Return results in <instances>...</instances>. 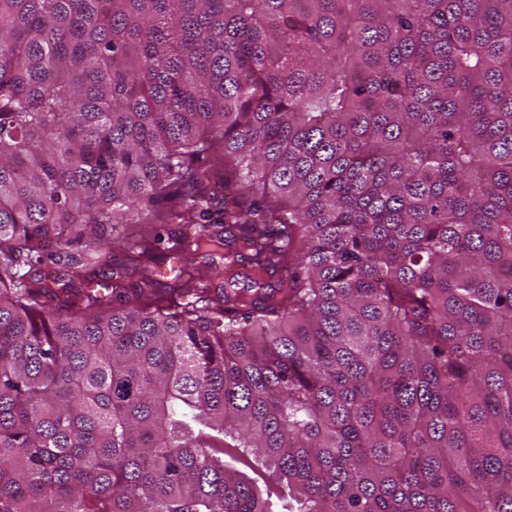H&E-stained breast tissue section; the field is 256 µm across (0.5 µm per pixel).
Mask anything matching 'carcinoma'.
Wrapping results in <instances>:
<instances>
[{
	"mask_svg": "<svg viewBox=\"0 0 512 512\" xmlns=\"http://www.w3.org/2000/svg\"><path fill=\"white\" fill-rule=\"evenodd\" d=\"M276 503L512 512V0H0V512Z\"/></svg>",
	"mask_w": 512,
	"mask_h": 512,
	"instance_id": "obj_1",
	"label": "carcinoma"
}]
</instances>
